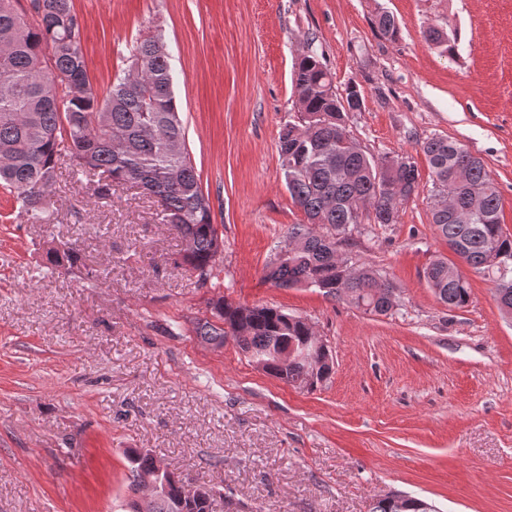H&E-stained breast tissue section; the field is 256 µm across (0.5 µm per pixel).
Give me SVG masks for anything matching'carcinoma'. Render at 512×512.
Wrapping results in <instances>:
<instances>
[{
  "label": "carcinoma",
  "instance_id": "cac0c4a2",
  "mask_svg": "<svg viewBox=\"0 0 512 512\" xmlns=\"http://www.w3.org/2000/svg\"><path fill=\"white\" fill-rule=\"evenodd\" d=\"M34 22L25 19L20 0H0V186L16 194L6 221L42 224L56 193L61 156L72 171L93 186V197L112 198V187L135 184L156 199L162 223L189 247L180 266L197 274L200 285L218 276L224 240L212 222L186 147L176 104L178 74L162 34L144 38L129 51V65L100 96L89 80L82 47V24L72 0H32ZM377 26L390 40L400 27L382 13ZM427 39L453 55L457 33L439 28ZM307 50L294 67L296 115L280 128L278 153L285 186L307 223L290 224L283 245L265 267V278L281 288H316L366 313L387 315L399 302L386 273L366 262L337 256L346 235L361 224H395L398 207L419 193L420 173L413 157L376 158L347 130L348 109L363 108L357 86L341 95L306 39ZM67 143L66 153L60 144ZM431 171L429 212L439 237L475 272L494 285L501 314L512 319V234L501 224V192L483 161L464 145L431 137L421 145ZM74 243H47L51 268H74ZM424 277L438 300L450 308L469 303L471 285L458 266L432 259ZM212 318L195 323L194 333L215 348L231 339L249 362L294 387L314 390L333 372L330 351H314V326L305 318L268 306L210 302ZM130 512H213V486L161 468L147 451L127 454ZM160 490L139 508L147 481ZM371 512H438L421 498L376 501Z\"/></svg>",
  "mask_w": 512,
  "mask_h": 512
}]
</instances>
